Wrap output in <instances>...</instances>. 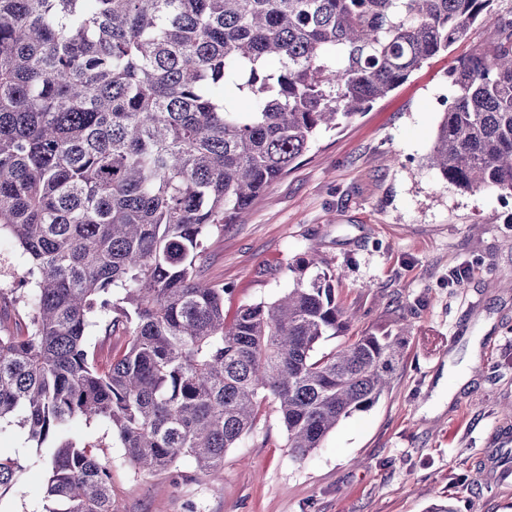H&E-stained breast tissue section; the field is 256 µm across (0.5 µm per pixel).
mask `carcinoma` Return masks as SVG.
<instances>
[{"mask_svg": "<svg viewBox=\"0 0 512 512\" xmlns=\"http://www.w3.org/2000/svg\"><path fill=\"white\" fill-rule=\"evenodd\" d=\"M497 0H0V234L26 257L23 329L0 335V421L42 447L112 426L142 473L201 472L271 401L292 456L389 391L401 336L317 351L351 321L315 255L292 288L224 317L205 242L242 219L321 129L363 111L477 23L428 166L512 194V17ZM232 86L248 98L241 109ZM121 332L104 363L88 336ZM45 512H115L91 446L39 456ZM18 460L0 453V496Z\"/></svg>", "mask_w": 512, "mask_h": 512, "instance_id": "carcinoma-1", "label": "carcinoma"}]
</instances>
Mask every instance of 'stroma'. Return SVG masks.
Returning <instances> with one entry per match:
<instances>
[{
	"label": "stroma",
	"mask_w": 512,
	"mask_h": 512,
	"mask_svg": "<svg viewBox=\"0 0 512 512\" xmlns=\"http://www.w3.org/2000/svg\"><path fill=\"white\" fill-rule=\"evenodd\" d=\"M484 23L425 62L364 112L320 131L243 223L209 239L206 278L225 286L224 315L292 286L288 264L315 251L336 273L349 333L410 325L392 386L369 411L342 420L295 460L275 412L201 473L136 471L104 422H72L68 439L96 446L112 468L117 512H512V195L464 192L429 169L459 58L484 46ZM0 334L25 321L9 293L25 262L0 236ZM463 280H453V272ZM0 452L21 464L0 512H43L39 450L17 419L0 422Z\"/></svg>",
	"instance_id": "1"
}]
</instances>
